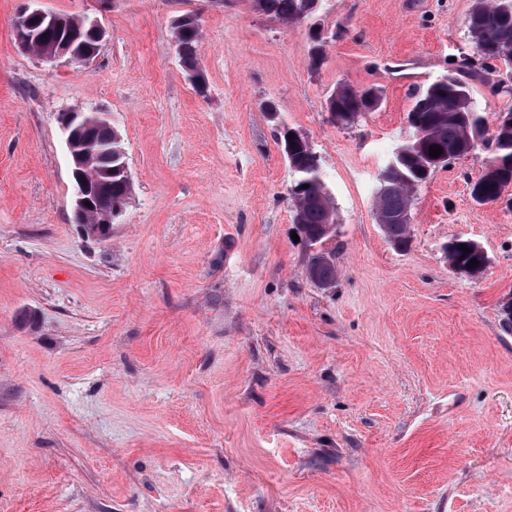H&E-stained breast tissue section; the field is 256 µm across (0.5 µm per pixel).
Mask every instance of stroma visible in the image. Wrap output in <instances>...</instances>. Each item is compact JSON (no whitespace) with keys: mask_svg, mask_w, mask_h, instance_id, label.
Instances as JSON below:
<instances>
[{"mask_svg":"<svg viewBox=\"0 0 512 512\" xmlns=\"http://www.w3.org/2000/svg\"><path fill=\"white\" fill-rule=\"evenodd\" d=\"M28 5L0 0V512H512V208L469 193L492 139L419 186L407 249L374 217L411 93L473 51L474 0H320L295 25L252 0H41L104 27L86 64L18 46ZM342 83L381 91L350 127ZM267 103L334 198V287L305 275ZM64 111L123 139L104 243L72 222ZM189 17L182 21L183 18ZM182 17L175 26L174 39L181 46L182 56L181 65L189 74L191 81L197 87V84L206 86L204 71L199 67L198 52L200 40V23L196 15ZM362 90L353 88L349 84L337 86L328 99V111L333 112L336 117L360 112L362 98L359 94ZM461 245H466L470 252L466 253V257L461 259L463 251ZM446 258L448 259L449 265L455 270L458 269L461 274L469 277H476L484 270L487 264V256L482 247L473 240L470 239H452L448 242L446 248ZM476 258L479 261L476 267H468V262Z\"/></svg>","mask_w":512,"mask_h":512,"instance_id":"stroma-1","label":"stroma"}]
</instances>
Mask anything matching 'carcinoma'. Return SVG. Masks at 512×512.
I'll return each instance as SVG.
<instances>
[{"label": "carcinoma", "mask_w": 512, "mask_h": 512, "mask_svg": "<svg viewBox=\"0 0 512 512\" xmlns=\"http://www.w3.org/2000/svg\"><path fill=\"white\" fill-rule=\"evenodd\" d=\"M260 12L281 22L297 24L312 16L314 0H254ZM468 32L473 44L471 55L460 56L451 63L448 74L440 82L417 89L407 121L413 133L420 135L398 148L385 171L395 188L376 194L375 201L384 221L380 224L385 237L397 248L410 241L409 227L398 220L411 203L418 186L433 168L428 166L429 148L437 146L447 154L463 144L483 139L486 132L484 117L474 109L469 80L489 83V75L506 69L512 75V0H475L468 19ZM175 40L181 46V65L194 84H206L199 67L198 52L200 23L196 15L175 26ZM491 84V83H489ZM492 92L512 95V88L503 81L491 84ZM360 90L342 84L328 99V111L338 117L354 114L361 109ZM293 138H288V135ZM77 149L89 154L88 177L92 183V207L86 220L114 210L116 204L130 196L131 181L123 140L109 122L101 121L77 131ZM280 140L294 179L288 189L293 223L303 238L318 243L329 239L327 227L336 223V207L328 191L319 158L305 136L294 135V129L280 130ZM495 156L486 164L481 175L471 184V197L478 204L499 200L512 185V124L500 125L493 136ZM308 188H302V185ZM470 252L463 253L461 246ZM446 258L452 268L476 277L484 270L487 256L482 247L470 239H452L446 248ZM479 264L468 266L471 259ZM310 267L319 278L335 283L337 270L333 262L309 258Z\"/></svg>", "instance_id": "cac0c4a2"}]
</instances>
